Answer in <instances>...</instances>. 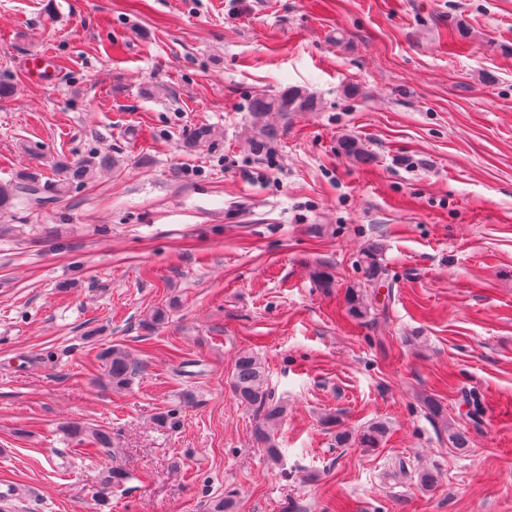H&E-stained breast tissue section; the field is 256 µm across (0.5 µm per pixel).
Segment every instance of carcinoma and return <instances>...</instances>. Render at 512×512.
<instances>
[{
    "label": "carcinoma",
    "instance_id": "carcinoma-1",
    "mask_svg": "<svg viewBox=\"0 0 512 512\" xmlns=\"http://www.w3.org/2000/svg\"><path fill=\"white\" fill-rule=\"evenodd\" d=\"M316 108L313 97L298 88H289L278 95L255 97L251 100V111L256 115L266 112H308ZM277 131L267 125L255 127L248 136L249 145L260 150L276 140ZM63 175L54 184L55 197L62 198L69 193L73 182L85 183L96 178L97 167L91 161L77 163H58ZM38 178L31 173H20L16 179L0 186V209L16 204L38 206L45 202ZM365 282L358 283L346 290L345 305L347 314L355 320H363L370 314L365 286L383 284L387 278V268L383 259V248L379 244H370L360 252L358 260ZM96 358L102 362L104 374L112 387L121 389L129 385L132 378L141 369V364L131 358L122 346L113 344L98 352ZM230 387L235 398L243 405L254 409L262 416L255 428V440L266 455L268 462L276 465L283 454L274 433L279 423L287 415V405L272 396L268 386V372L264 362L251 352L244 351L235 361ZM422 405L427 413L437 420L448 435V443L454 448L468 447L464 430L448 417L443 405L433 397L423 399ZM71 436L85 441L96 448L112 447V433L104 429H90L85 426L69 427ZM390 427L385 421H375L356 434L345 431L336 432V444L344 446L350 442L359 447L374 451L387 442ZM417 482L426 489L434 488L440 480L437 470L423 468L416 472ZM237 492L224 491V495L211 500L207 512H235Z\"/></svg>",
    "mask_w": 512,
    "mask_h": 512
}]
</instances>
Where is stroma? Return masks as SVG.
<instances>
[{
	"instance_id": "1",
	"label": "stroma",
	"mask_w": 512,
	"mask_h": 512,
	"mask_svg": "<svg viewBox=\"0 0 512 512\" xmlns=\"http://www.w3.org/2000/svg\"><path fill=\"white\" fill-rule=\"evenodd\" d=\"M45 50L50 85L27 73ZM0 82V183L111 159L64 198L0 210L14 512H205L228 486L238 512H512V0H0ZM291 86L316 109L253 115ZM258 123L280 133L260 155ZM372 243L388 284L354 320ZM112 344L145 364L122 390L94 359ZM245 350L288 405L275 468L229 386ZM379 419L382 448L337 447ZM74 422L110 430V450H79ZM401 458L437 487L396 476ZM115 462L131 478L103 489ZM363 272L364 283L359 282L347 288L345 305L347 314L355 320H364L370 314V304L367 301L365 285H383L387 278V268L383 259V248L379 244H369L360 252L358 260ZM422 405L427 413L441 424L444 432L448 435V443L453 448H468L465 431L452 418L448 419V413L438 400L433 397H426L423 399Z\"/></svg>"
}]
</instances>
